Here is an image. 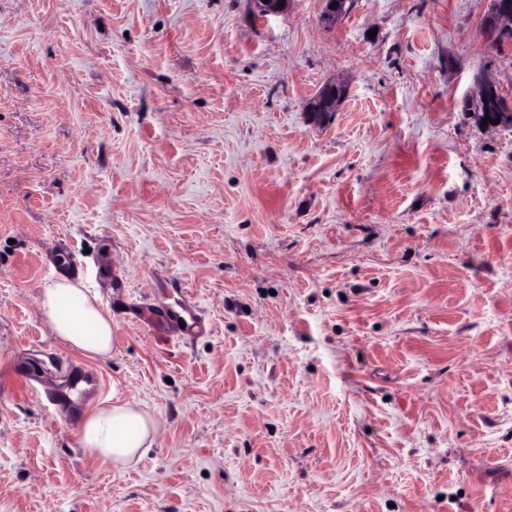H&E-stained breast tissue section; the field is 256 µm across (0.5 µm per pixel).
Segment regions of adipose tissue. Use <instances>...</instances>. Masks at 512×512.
Masks as SVG:
<instances>
[{"mask_svg": "<svg viewBox=\"0 0 512 512\" xmlns=\"http://www.w3.org/2000/svg\"><path fill=\"white\" fill-rule=\"evenodd\" d=\"M39 305L57 339L90 356L110 354L112 319L89 289L60 278L42 289ZM163 425L147 406L126 400L84 416L78 433L86 454L125 469L139 462Z\"/></svg>", "mask_w": 512, "mask_h": 512, "instance_id": "obj_1", "label": "adipose tissue"}]
</instances>
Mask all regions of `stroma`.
I'll return each mask as SVG.
<instances>
[{
	"label": "stroma",
	"instance_id": "obj_1",
	"mask_svg": "<svg viewBox=\"0 0 512 512\" xmlns=\"http://www.w3.org/2000/svg\"><path fill=\"white\" fill-rule=\"evenodd\" d=\"M490 3L0 0V512H512ZM72 261L107 358L40 311ZM125 400L165 425L117 470L77 425Z\"/></svg>",
	"mask_w": 512,
	"mask_h": 512
}]
</instances>
